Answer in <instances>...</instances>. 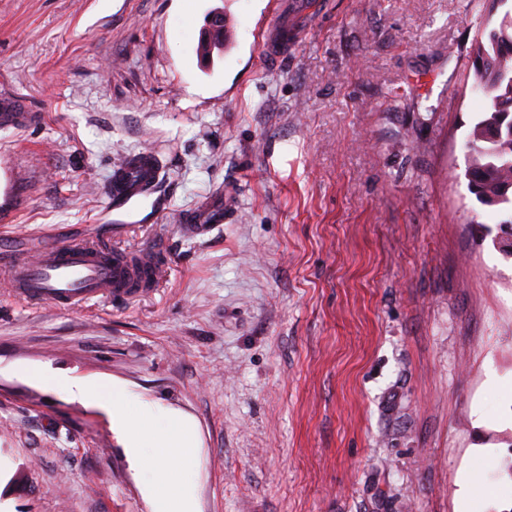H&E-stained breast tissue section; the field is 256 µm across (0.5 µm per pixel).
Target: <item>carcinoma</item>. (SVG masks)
<instances>
[{
  "mask_svg": "<svg viewBox=\"0 0 512 512\" xmlns=\"http://www.w3.org/2000/svg\"><path fill=\"white\" fill-rule=\"evenodd\" d=\"M471 55V90L498 99L501 117L484 112L472 125L466 140L475 180L470 193L485 206L504 208L502 225L512 227V19L478 30Z\"/></svg>",
  "mask_w": 512,
  "mask_h": 512,
  "instance_id": "cac0c4a2",
  "label": "carcinoma"
}]
</instances>
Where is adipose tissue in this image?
Here are the masks:
<instances>
[{"label": "adipose tissue", "mask_w": 512, "mask_h": 512, "mask_svg": "<svg viewBox=\"0 0 512 512\" xmlns=\"http://www.w3.org/2000/svg\"><path fill=\"white\" fill-rule=\"evenodd\" d=\"M29 377L109 415L124 454L140 477L151 512H200L196 478L201 459L189 420L174 410L141 401L118 383L79 382L42 370L30 372Z\"/></svg>", "instance_id": "obj_1"}]
</instances>
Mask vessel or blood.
Here are the masks:
<instances>
[{
    "mask_svg": "<svg viewBox=\"0 0 512 512\" xmlns=\"http://www.w3.org/2000/svg\"><path fill=\"white\" fill-rule=\"evenodd\" d=\"M162 166L150 150L126 156L112 169L107 196L114 211L131 214L153 196L160 185ZM196 236L209 233L224 221V199L215 197L182 218ZM166 265L156 253L144 250L137 263L119 262L99 239L46 241L37 247L11 250L0 266L13 293L32 305L59 310L84 306L92 300L131 298L154 288Z\"/></svg>",
    "mask_w": 512,
    "mask_h": 512,
    "instance_id": "vessel-or-blood-1",
    "label": "vessel or blood"
}]
</instances>
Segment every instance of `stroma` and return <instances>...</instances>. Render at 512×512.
<instances>
[{"instance_id":"1","label":"stroma","mask_w":512,"mask_h":512,"mask_svg":"<svg viewBox=\"0 0 512 512\" xmlns=\"http://www.w3.org/2000/svg\"><path fill=\"white\" fill-rule=\"evenodd\" d=\"M0 0V249H158L148 293L69 311L0 287V512H150L106 413L27 379L117 380L198 426L200 512H512V259L468 189L489 101L473 0ZM235 39L196 53L207 16ZM290 29L266 62L261 34ZM163 190L100 224L143 149ZM204 237L179 217L216 195Z\"/></svg>"}]
</instances>
